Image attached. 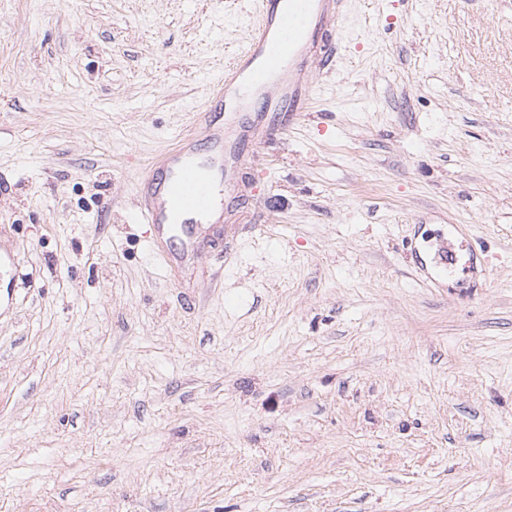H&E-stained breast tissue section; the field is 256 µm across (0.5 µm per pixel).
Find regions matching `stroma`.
<instances>
[{
    "label": "stroma",
    "instance_id": "obj_1",
    "mask_svg": "<svg viewBox=\"0 0 512 512\" xmlns=\"http://www.w3.org/2000/svg\"><path fill=\"white\" fill-rule=\"evenodd\" d=\"M255 16L0 0V512H512V0H350L164 266L137 174Z\"/></svg>",
    "mask_w": 512,
    "mask_h": 512
}]
</instances>
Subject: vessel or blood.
Masks as SVG:
<instances>
[{
  "mask_svg": "<svg viewBox=\"0 0 512 512\" xmlns=\"http://www.w3.org/2000/svg\"><path fill=\"white\" fill-rule=\"evenodd\" d=\"M257 24L234 64L216 79L224 99V123H207V112L196 119L205 125L209 155L176 148L166 169L148 166L137 186L143 201L140 215L147 224L179 229L185 246H193L197 227L216 223L224 213V196L239 175L229 163L238 142L282 140L310 108L312 69H332L346 39L348 0H257ZM279 118L266 122L250 117L255 97Z\"/></svg>",
  "mask_w": 512,
  "mask_h": 512,
  "instance_id": "vessel-or-blood-1",
  "label": "vessel or blood"
}]
</instances>
